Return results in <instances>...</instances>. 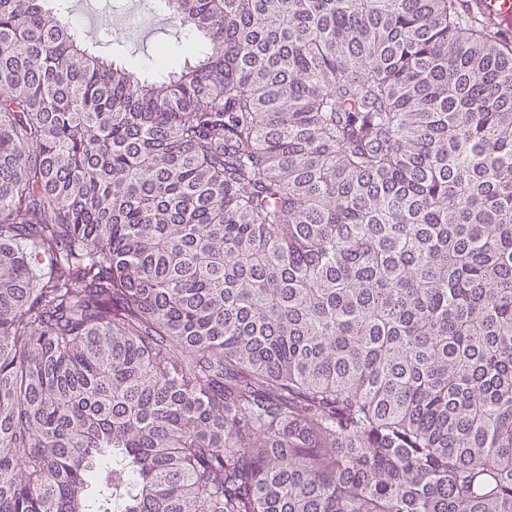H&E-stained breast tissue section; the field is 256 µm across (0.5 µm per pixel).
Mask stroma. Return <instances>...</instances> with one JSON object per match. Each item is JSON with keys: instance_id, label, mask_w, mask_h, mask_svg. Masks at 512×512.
<instances>
[{"instance_id": "obj_1", "label": "stroma", "mask_w": 512, "mask_h": 512, "mask_svg": "<svg viewBox=\"0 0 512 512\" xmlns=\"http://www.w3.org/2000/svg\"><path fill=\"white\" fill-rule=\"evenodd\" d=\"M102 13L121 29L120 42L107 45L102 41L97 27ZM69 20L93 52L136 69L149 81L157 80L159 68L176 71L188 59L168 0H69Z\"/></svg>"}]
</instances>
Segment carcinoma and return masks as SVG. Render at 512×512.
<instances>
[{
	"label": "carcinoma",
	"mask_w": 512,
	"mask_h": 512,
	"mask_svg": "<svg viewBox=\"0 0 512 512\" xmlns=\"http://www.w3.org/2000/svg\"><path fill=\"white\" fill-rule=\"evenodd\" d=\"M0 0V512H512V40L469 0H177L197 61Z\"/></svg>",
	"instance_id": "obj_1"
}]
</instances>
